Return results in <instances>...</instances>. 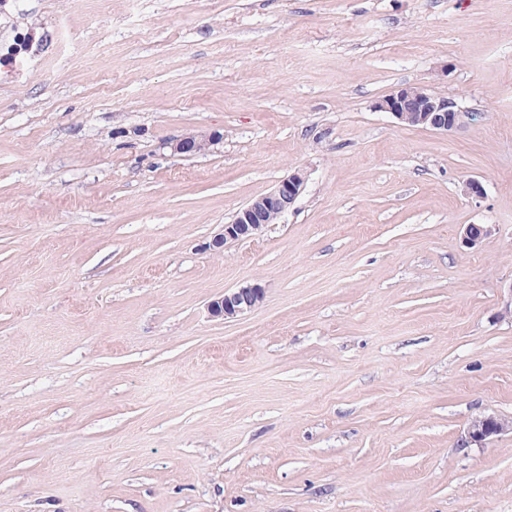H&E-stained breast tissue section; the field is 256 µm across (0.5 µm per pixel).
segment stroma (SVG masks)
<instances>
[{
	"label": "stroma",
	"mask_w": 512,
	"mask_h": 512,
	"mask_svg": "<svg viewBox=\"0 0 512 512\" xmlns=\"http://www.w3.org/2000/svg\"><path fill=\"white\" fill-rule=\"evenodd\" d=\"M511 300L512 0H0V512H512ZM376 107L407 126L443 133L462 128L473 116L454 98L420 86L399 87L381 98ZM220 139L218 134L191 132L170 143V148L178 154L195 156L206 153L209 148ZM306 180L307 174L303 170H295L271 191L240 208L233 220L222 226L221 232L214 236L208 247L221 250L228 243L261 235L268 228L270 219L279 221L293 208L304 190ZM264 298V288L259 283H253L232 292H224L222 296L208 304L211 317L233 319L245 315L256 308ZM512 433V418L494 414L481 415L473 418L464 436L461 437L460 447L470 448L472 445L484 446L493 436Z\"/></svg>",
	"instance_id": "1"
}]
</instances>
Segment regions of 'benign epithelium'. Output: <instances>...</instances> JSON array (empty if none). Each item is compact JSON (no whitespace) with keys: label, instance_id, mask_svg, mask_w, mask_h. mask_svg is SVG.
I'll return each instance as SVG.
<instances>
[{"label":"benign epithelium","instance_id":"7a95c632","mask_svg":"<svg viewBox=\"0 0 512 512\" xmlns=\"http://www.w3.org/2000/svg\"><path fill=\"white\" fill-rule=\"evenodd\" d=\"M376 108L390 113L400 123L448 133L458 130L472 119V113L465 110L455 99L435 93L420 86H403L381 98ZM220 139L216 133L191 132L170 143V148L185 156L206 153ZM307 174L296 170L281 180L271 191L252 200L234 215L233 220L222 226L209 247L223 249L227 244L253 239L268 228V221L282 219L293 208L304 190ZM490 233L484 224H468L463 230L462 241L472 249H477ZM264 298V288L259 283L243 286L226 292L208 304V313L214 318L233 319L245 315L256 308ZM512 433V418L494 414L473 418L460 447L473 445L482 447L493 436Z\"/></svg>","mask_w":512,"mask_h":512}]
</instances>
